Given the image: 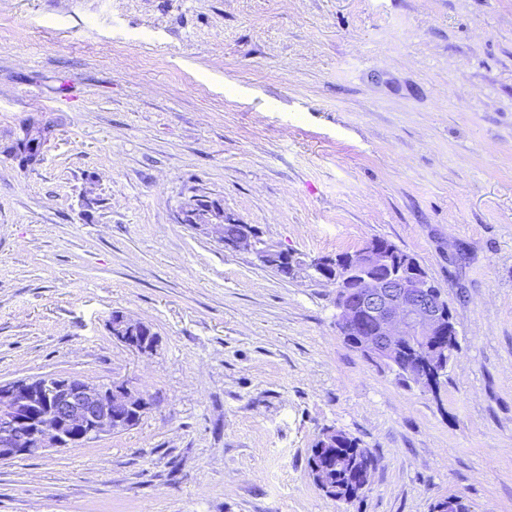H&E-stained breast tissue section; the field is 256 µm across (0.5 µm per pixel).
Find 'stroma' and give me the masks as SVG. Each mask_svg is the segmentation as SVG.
<instances>
[{
    "label": "stroma",
    "instance_id": "stroma-1",
    "mask_svg": "<svg viewBox=\"0 0 512 512\" xmlns=\"http://www.w3.org/2000/svg\"><path fill=\"white\" fill-rule=\"evenodd\" d=\"M192 194L308 257L415 256L458 331L439 395L177 223ZM45 374L151 407L0 463V512H512V0H0V382ZM326 428L378 459L349 503L308 471ZM50 133L49 127L37 128L34 133L27 132L11 147L10 153L24 163L36 162L50 139ZM28 159L31 160L28 162ZM122 318L109 321L112 337L132 351L148 354L155 348L156 333L148 324L121 314Z\"/></svg>",
    "mask_w": 512,
    "mask_h": 512
}]
</instances>
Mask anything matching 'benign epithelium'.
<instances>
[{
	"instance_id": "1",
	"label": "benign epithelium",
	"mask_w": 512,
	"mask_h": 512,
	"mask_svg": "<svg viewBox=\"0 0 512 512\" xmlns=\"http://www.w3.org/2000/svg\"><path fill=\"white\" fill-rule=\"evenodd\" d=\"M49 139L50 129L40 127L26 133L10 153L22 162H35ZM177 219L226 251L250 253L261 265L278 252L291 275L336 289V328L351 334L350 341L371 360L388 363L410 348L417 353L418 376L429 383L447 361L455 324L420 264L405 268L384 247L367 245L348 254L341 276L335 258L297 256L252 224H239L235 235L224 237V225L234 220L197 194L181 202ZM109 331L135 352L148 354L155 348L152 327L126 315L109 322ZM144 402V396L124 383L93 384L78 376L0 382V462L80 448L122 432L134 424Z\"/></svg>"
}]
</instances>
